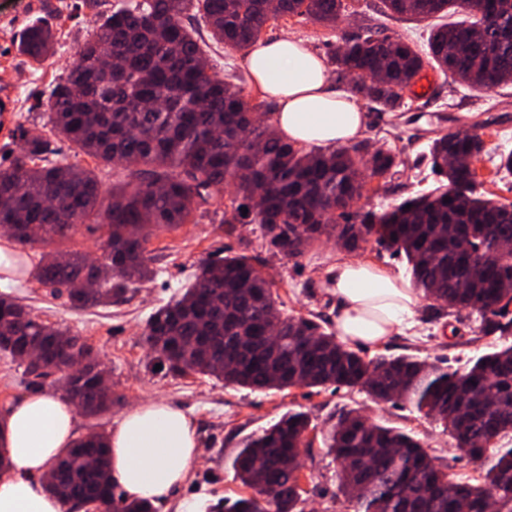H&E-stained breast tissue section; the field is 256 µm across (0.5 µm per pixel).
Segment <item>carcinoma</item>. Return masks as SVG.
Instances as JSON below:
<instances>
[{
    "instance_id": "1",
    "label": "carcinoma",
    "mask_w": 512,
    "mask_h": 512,
    "mask_svg": "<svg viewBox=\"0 0 512 512\" xmlns=\"http://www.w3.org/2000/svg\"><path fill=\"white\" fill-rule=\"evenodd\" d=\"M383 3L388 16L433 21L427 50L371 27L343 40L332 61L354 95L397 112L427 64L480 91L512 83V0ZM345 11L344 0H129L112 9L52 88L47 114L53 134L122 165V179L103 194L94 171L49 162L52 142L42 134L27 139L0 171V228L17 246L49 247L81 224H97L105 230L112 276L101 277L86 254L73 250L62 259L42 254L34 279L64 289L80 308L119 299L152 275L146 244L153 228H176L197 209L222 204L230 183L234 197L222 223L260 225L282 258L297 260L324 237L352 250L374 237L404 255L418 295L468 311L484 334L506 335L512 204L476 195L474 162L484 148L478 134L432 142L434 164L454 191L439 188L380 212L354 211L367 181L396 166L395 154L370 153L361 144L305 150L279 138L266 122L275 104L252 105L244 84L218 77L183 24L189 15L204 23L213 43L248 52L270 22L298 15L334 24ZM451 12L465 19L444 21ZM52 41L48 27L34 24L19 47L39 63ZM108 51L117 56L110 69L102 60ZM362 73L371 79H358ZM480 251L491 254V263L480 262ZM147 336L156 359L175 374L203 373L258 391L357 389L377 404L407 405L441 426L479 471L476 482H460L422 440L344 408L322 443L339 466L347 512H512L511 343L471 360L462 373L414 355L369 358L315 321L282 314L244 256L202 264L191 286L151 315ZM0 352L14 361L37 355L43 366L24 365L37 379L60 359L94 361L80 337L2 294ZM67 399L88 416L112 406V393L94 377L79 397ZM309 428L305 413L289 412L247 438L231 468L251 494L224 499V512H304L301 449ZM62 458L66 470L53 473L48 488L63 503L82 498L97 503V512H155L149 502H128L112 483L104 433L79 437Z\"/></svg>"
}]
</instances>
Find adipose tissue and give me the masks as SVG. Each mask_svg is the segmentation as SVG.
I'll use <instances>...</instances> for the list:
<instances>
[{"mask_svg": "<svg viewBox=\"0 0 512 512\" xmlns=\"http://www.w3.org/2000/svg\"><path fill=\"white\" fill-rule=\"evenodd\" d=\"M247 66L261 91L276 99L277 133L294 143L333 145L362 136L366 115L332 83L324 61L302 41L267 42ZM336 297V329L342 342L373 346L401 333L417 297L409 283L378 265L337 260L327 271ZM77 411L70 401L39 392L0 413V512H63L46 485L60 453L76 437ZM111 475L126 498L158 502L183 483L199 454L192 424L165 403L127 410L108 438Z\"/></svg>", "mask_w": 512, "mask_h": 512, "instance_id": "obj_1", "label": "adipose tissue"}]
</instances>
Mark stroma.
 I'll return each mask as SVG.
<instances>
[{"mask_svg": "<svg viewBox=\"0 0 512 512\" xmlns=\"http://www.w3.org/2000/svg\"><path fill=\"white\" fill-rule=\"evenodd\" d=\"M119 0H102L98 10L82 6V0H0V169L7 168L26 137L42 133L48 121L45 103L54 85L65 77L79 47L87 40L103 14ZM345 16L335 27L292 16L267 26L262 39L281 37L302 41L323 59L342 38L364 33L383 23L385 33L425 48L427 23L383 18L381 0H346ZM50 25L56 34L51 56L36 63L18 49L23 32L34 22ZM432 80L429 94L406 92L407 106L400 112H380L363 104L366 131L362 138L370 150H391L397 165L376 183H368L361 207L381 210L434 188L440 175L432 167L433 139L458 132H477L484 151L476 163L478 191L483 197L512 203V173L499 171L501 151L511 150L500 135L512 134V84L479 93L454 81L437 69L425 67ZM150 281L137 283L117 303L97 308L74 307L64 296L52 295L38 284L31 271L40 259L39 249L23 253L27 270L0 292L14 298L34 317L81 337L89 344L108 374L116 399L110 411L91 418L78 415V432H108L136 404L163 401L182 410L191 420L200 456L188 480L172 495L156 504V512H219L225 498L245 494L235 480L230 461L249 436L277 422L291 411L305 412L316 429L328 427L342 408L360 410L371 421L408 433L427 442L434 455L447 461L458 480L476 475L474 466L449 444L431 420L403 405L378 404L365 392L345 388L294 387L254 391L224 384L210 375L175 376L155 369L146 340L147 322L159 307L178 296L193 282L199 264L206 259L243 255L268 278L282 312L315 317L325 329H335L336 299L325 283L327 269L337 258L368 261L397 276H406L404 256L392 254L376 242L349 252L332 241H321L303 257L289 261L275 256L259 225L221 223L213 207L197 210L195 221L175 229L160 228L147 244ZM502 336L480 332L477 322L459 319L454 310L418 300L409 327L376 346L364 347L367 356L380 353L415 355L444 368L464 369L467 362L492 351ZM306 512H343L338 492V466L326 456L321 441L303 449Z\"/></svg>", "mask_w": 512, "mask_h": 512, "instance_id": "1", "label": "stroma"}]
</instances>
